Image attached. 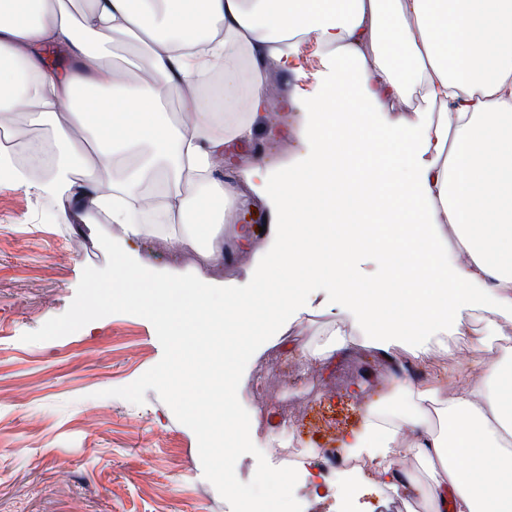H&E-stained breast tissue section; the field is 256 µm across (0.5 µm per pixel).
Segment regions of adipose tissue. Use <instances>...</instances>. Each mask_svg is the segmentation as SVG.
<instances>
[{
    "mask_svg": "<svg viewBox=\"0 0 512 512\" xmlns=\"http://www.w3.org/2000/svg\"><path fill=\"white\" fill-rule=\"evenodd\" d=\"M114 44L146 47L144 75L113 63ZM307 44L329 73L324 95L305 101L290 127L306 147L297 176L264 163L241 172L267 201L275 247L274 258L258 256L250 287L217 298L206 281L163 282L120 251L90 296L92 307H133L163 326L181 365V408L219 474L225 449L249 430H224V402L244 385L203 328L261 336L296 317L309 303L289 285L300 271L330 281L378 345L396 339L417 358L430 337L468 331L487 349L490 331L512 323V0H0V112L29 106L63 145L62 166L80 172L57 221L89 199L122 239L143 237L136 187L154 174L173 246L208 239L214 265L224 260L220 227H188L181 188L203 185L228 215L242 208L219 171L251 146L272 109L270 80L300 71ZM52 50L64 70L48 65ZM219 69L216 103L203 86ZM415 92L426 110L404 111ZM120 161L132 164L125 183L100 193ZM0 173L34 195L58 188L51 170L34 176L3 147ZM366 252L384 284L359 273ZM391 382L389 406L366 412L346 453L392 482L390 454L424 460L431 512H512V359L475 362L453 392Z\"/></svg>",
    "mask_w": 512,
    "mask_h": 512,
    "instance_id": "obj_1",
    "label": "adipose tissue"
}]
</instances>
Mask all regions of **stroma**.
Returning a JSON list of instances; mask_svg holds the SVG:
<instances>
[{"label": "stroma", "mask_w": 512, "mask_h": 512, "mask_svg": "<svg viewBox=\"0 0 512 512\" xmlns=\"http://www.w3.org/2000/svg\"><path fill=\"white\" fill-rule=\"evenodd\" d=\"M301 64V72L271 80L272 103L295 92L319 97L325 61L307 50ZM0 134L61 151L50 128L23 112L0 115ZM302 152L298 141L276 144L260 131L223 176L236 183L243 168ZM58 205V194L0 185V512H248L250 502L270 497L274 472L297 476L281 488L283 512H427L423 490L411 486L394 490L366 479L348 499L302 477L319 472L320 449L341 447L366 410L385 402L388 361L411 358L399 345L375 350L358 326L350 347L334 350L329 323L343 304L328 283L310 284L311 308L248 349H239L238 336L223 335L248 386L224 426L257 427L249 447L228 449L219 479L176 390L162 381L177 369L162 326L133 308H88L89 284L113 275L114 231L83 210L71 223H54ZM221 238L224 261L211 267L199 256L210 246L205 239L195 252H177L163 235L127 248L167 280L200 273L229 288L246 285L255 251L270 249L266 233H257L251 252L232 225ZM445 342L418 366L423 381L436 378L453 390L480 353L466 336ZM314 351L322 360L311 359ZM511 354L506 324L480 355L491 361Z\"/></svg>", "instance_id": "35a3bbf8"}]
</instances>
